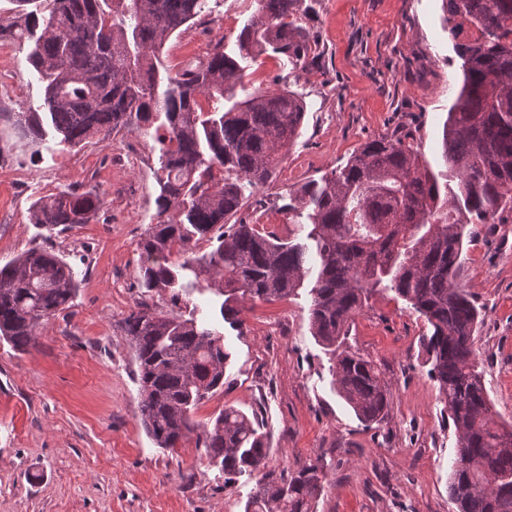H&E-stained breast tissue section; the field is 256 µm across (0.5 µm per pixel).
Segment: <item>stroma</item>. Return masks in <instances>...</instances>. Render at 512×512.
Segmentation results:
<instances>
[{
	"label": "stroma",
	"instance_id": "stroma-1",
	"mask_svg": "<svg viewBox=\"0 0 512 512\" xmlns=\"http://www.w3.org/2000/svg\"><path fill=\"white\" fill-rule=\"evenodd\" d=\"M301 24L315 42L309 66L282 54L241 60L247 88H290L307 104L304 125L273 177L247 194L237 220L287 237L289 190L344 165L367 140L403 138L437 163L443 123L462 82L442 0H306ZM257 17L255 0H208L166 43L178 73L216 43L234 51ZM0 51V267L32 247L63 258L78 290L71 308L44 320L32 345L0 341V512H243L255 477L225 482L196 435L158 448L140 422L138 370L123 319L136 303L210 322L231 357L224 388L193 418L225 407L267 425L268 464L323 465L316 512H458L448 471L458 435L428 375L423 318L394 293L375 294L349 325L347 345L392 383L386 421L366 427L337 395L329 354L312 336L307 290L275 302L240 301L224 322L208 288L140 286L137 243L156 216L160 146L124 129L69 150L54 132L32 141L18 113L38 108L43 85L30 42L6 36ZM100 193L91 221L58 232L31 224L39 198L67 187ZM462 284L481 310L476 349L485 389L512 424V212L473 224Z\"/></svg>",
	"mask_w": 512,
	"mask_h": 512
}]
</instances>
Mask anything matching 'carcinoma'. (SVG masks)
<instances>
[{
	"label": "carcinoma",
	"instance_id": "1",
	"mask_svg": "<svg viewBox=\"0 0 512 512\" xmlns=\"http://www.w3.org/2000/svg\"><path fill=\"white\" fill-rule=\"evenodd\" d=\"M259 19L238 34V57L273 52L305 64L314 49L299 20L305 0H255ZM204 0H46L7 28L32 40L28 60L43 82V112L18 123L36 140L44 124L74 148L101 133L136 126L160 144L157 221L137 245L142 287L172 288L187 275L226 294L224 321L239 322L238 297L275 301L307 286L312 336L334 360L336 394L356 417L381 424L391 387L370 359L343 348L347 326L379 291L409 303L431 327L422 345L429 376L458 432L448 495L459 512H512V427L498 424L482 381L480 310L462 287L467 225L512 212V0H442L463 82L442 129L433 170L401 138L367 141L348 162L288 194L306 241L253 224L230 223L245 190L272 178L303 126L298 93L256 88L237 98V57L216 43L206 61L161 73L165 41ZM0 25V35L4 28ZM103 205L95 190L67 189L36 200L33 224L68 230ZM212 249L197 257L193 238ZM77 283L59 256L32 247L0 268V339L26 349L40 323L71 306ZM138 365L144 430L163 449L193 432L230 483L257 474L244 512H314L324 467L294 473L268 465V432L257 413L232 406L193 419L224 388L230 354L196 320L145 304L123 319Z\"/></svg>",
	"mask_w": 512,
	"mask_h": 512
}]
</instances>
